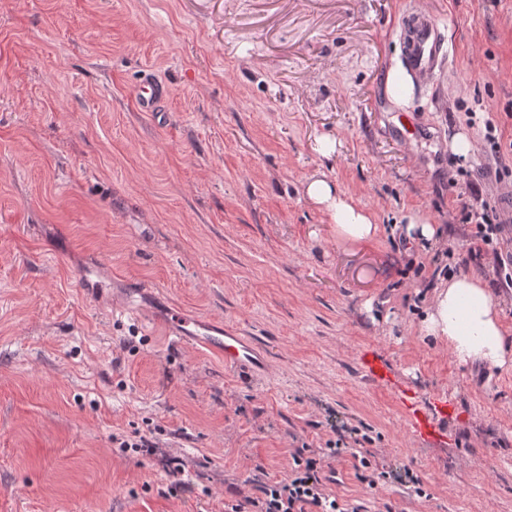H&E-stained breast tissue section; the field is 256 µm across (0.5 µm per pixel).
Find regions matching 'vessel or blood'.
Returning a JSON list of instances; mask_svg holds the SVG:
<instances>
[{"mask_svg": "<svg viewBox=\"0 0 512 512\" xmlns=\"http://www.w3.org/2000/svg\"><path fill=\"white\" fill-rule=\"evenodd\" d=\"M401 54L414 74L429 80L446 65L445 39L439 24L426 12L407 7L393 31ZM169 96V89L153 74L140 78L134 95L136 107L142 112H159ZM174 340L180 345L199 344L218 354L227 367L248 369L254 358L253 348L240 337L232 336L223 328L176 316L171 320Z\"/></svg>", "mask_w": 512, "mask_h": 512, "instance_id": "obj_1", "label": "vessel or blood"}]
</instances>
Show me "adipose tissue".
<instances>
[{"instance_id":"adipose-tissue-1","label":"adipose tissue","mask_w":512,"mask_h":512,"mask_svg":"<svg viewBox=\"0 0 512 512\" xmlns=\"http://www.w3.org/2000/svg\"><path fill=\"white\" fill-rule=\"evenodd\" d=\"M305 193L326 207L339 235L363 242L378 234L379 226L372 217L348 202L326 179H311ZM421 330L425 336L448 344L460 363L512 368V341L507 338L501 311L481 279L462 276L441 281Z\"/></svg>"}]
</instances>
